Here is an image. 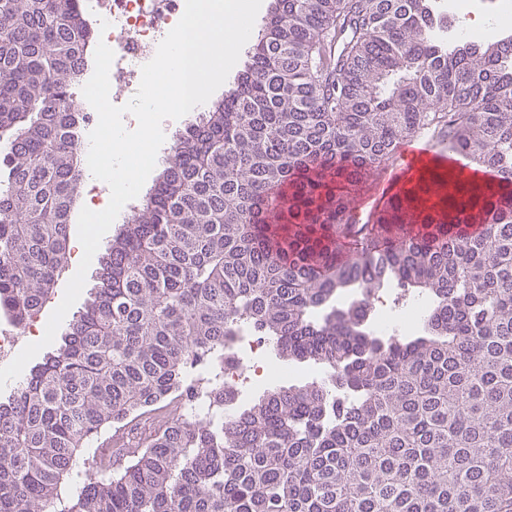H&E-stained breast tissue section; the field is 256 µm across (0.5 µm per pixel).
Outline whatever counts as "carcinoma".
<instances>
[{
    "instance_id": "obj_1",
    "label": "carcinoma",
    "mask_w": 512,
    "mask_h": 512,
    "mask_svg": "<svg viewBox=\"0 0 512 512\" xmlns=\"http://www.w3.org/2000/svg\"><path fill=\"white\" fill-rule=\"evenodd\" d=\"M448 29L429 0H277L61 343L0 400V512H51L68 479L61 512H512V50ZM94 43L82 0H0V311L17 324L67 267ZM422 132L487 180L420 175L354 227L353 193ZM392 285L430 299L423 334L373 329ZM247 333L304 382L240 405L224 351ZM194 396L207 411L117 473L88 454Z\"/></svg>"
}]
</instances>
